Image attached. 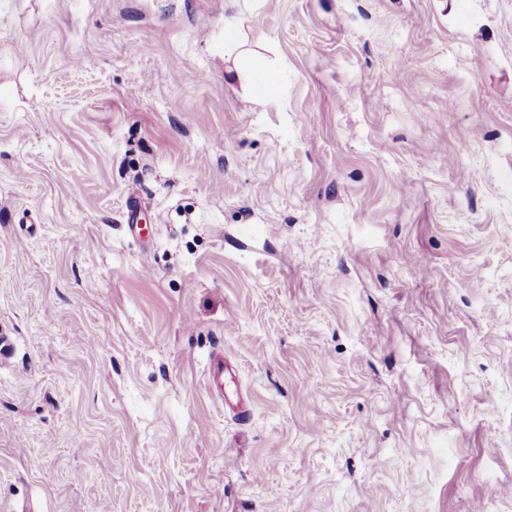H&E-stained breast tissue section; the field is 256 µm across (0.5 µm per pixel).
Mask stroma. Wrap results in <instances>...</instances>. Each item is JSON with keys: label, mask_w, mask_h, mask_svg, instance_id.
<instances>
[{"label": "stroma", "mask_w": 512, "mask_h": 512, "mask_svg": "<svg viewBox=\"0 0 512 512\" xmlns=\"http://www.w3.org/2000/svg\"><path fill=\"white\" fill-rule=\"evenodd\" d=\"M0 336V512H512V0H0Z\"/></svg>", "instance_id": "35a3bbf8"}]
</instances>
